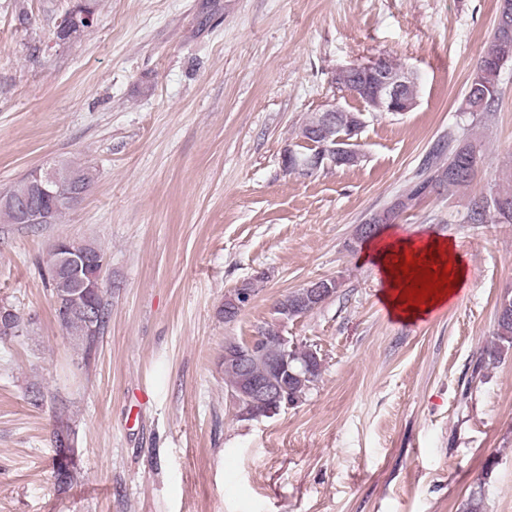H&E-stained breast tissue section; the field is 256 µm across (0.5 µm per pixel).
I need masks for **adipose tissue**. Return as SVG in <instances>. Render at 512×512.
Here are the masks:
<instances>
[{
	"mask_svg": "<svg viewBox=\"0 0 512 512\" xmlns=\"http://www.w3.org/2000/svg\"><path fill=\"white\" fill-rule=\"evenodd\" d=\"M420 250L436 256L437 262L433 271L445 274L446 282L435 293L418 301L412 295V284L400 274L394 259L398 256L414 258ZM369 254L378 264L385 284L383 301L391 315L398 320L414 321L425 317L444 306L466 281V266L457 255L453 243L447 240L416 241L391 235L374 243Z\"/></svg>",
	"mask_w": 512,
	"mask_h": 512,
	"instance_id": "ef3b65f1",
	"label": "adipose tissue"
}]
</instances>
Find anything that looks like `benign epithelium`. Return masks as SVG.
<instances>
[{
    "mask_svg": "<svg viewBox=\"0 0 512 512\" xmlns=\"http://www.w3.org/2000/svg\"><path fill=\"white\" fill-rule=\"evenodd\" d=\"M354 73L360 75L363 83L353 85L348 82V77ZM331 81L336 87L356 98L373 91L383 94L394 105L397 112H409L417 105V99L406 98L402 95L403 86L413 81V78L403 70L397 73L387 71L384 67V61L381 59L369 65H352L339 68L332 73ZM363 125V117H356L350 136L343 137V140L336 147L304 162L296 159L294 150H288L283 157L284 168L291 173L309 176L328 164H352L360 160L361 154L356 149V137ZM49 262L55 268L59 266L67 268L82 288L102 287L101 278L90 272V267L100 264V261L92 257L74 250L64 252L57 245L50 251ZM322 282L323 287L321 288L312 287L310 281L304 284V287L311 289L312 299L319 300L321 304L336 293L335 279L324 278ZM251 299L252 295L249 289L241 287L235 289L224 300V318L228 319L234 313L241 314L244 308L249 305ZM278 341L283 348V355L271 362V368L278 379L255 380L249 376L244 377L239 385L228 389L232 404L260 400L269 405L268 413L273 414L281 411L288 374L291 373L288 358L289 349L293 348L294 341L283 333L278 336ZM260 355H262V348L254 340L249 342L244 349L233 347L228 340L224 342V361L226 362H234L245 368L255 357Z\"/></svg>",
    "mask_w": 512,
    "mask_h": 512,
    "instance_id": "7a95c632",
    "label": "benign epithelium"
}]
</instances>
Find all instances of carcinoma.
Wrapping results in <instances>:
<instances>
[{
	"label": "carcinoma",
	"mask_w": 512,
	"mask_h": 512,
	"mask_svg": "<svg viewBox=\"0 0 512 512\" xmlns=\"http://www.w3.org/2000/svg\"><path fill=\"white\" fill-rule=\"evenodd\" d=\"M92 20H83L78 25H68L56 28L55 36L58 41L70 43L79 40L85 31L91 27ZM512 62V35L504 36L499 29H494L492 40L484 55L480 58L471 83L474 91L470 98L480 102V112L493 111L497 105L499 90V74L507 63ZM353 122V113L335 112L329 122L322 121V113L312 115L303 125L301 131L315 135L312 142L320 145L334 146L336 138L344 133ZM448 153V158L432 164L421 172L417 182L406 194V199L413 202L424 196L434 187L459 188L469 185L475 175L478 161L481 157L482 143L473 136L454 139L448 142V150H439V153ZM57 187L62 190V197L49 195L34 196L30 190V176H25L12 189L0 197L13 201V204L0 203V219L6 224L17 223L14 205L26 206L34 209L54 211L53 220H58L63 213L73 208L71 201L73 193L78 191L86 193L95 181L94 170L85 165L74 163H60L57 168ZM492 210L494 216L512 221V192L498 191L481 200V205L473 210L472 220L478 224L486 220L487 210ZM47 281L50 287V297L60 298L71 304L78 311L87 304L94 305L99 312V325L97 333L89 334L85 331L80 317H57L60 327L66 335L81 348L84 360H89L96 353L100 339L103 338L109 321V300L107 290L85 289L78 286L76 279L69 275H55L47 271ZM3 330L0 339L17 337L29 325L21 314L10 309L6 320L0 322ZM260 342L265 354L269 358L280 355L281 347L277 342L278 330L274 328L259 329ZM512 348V297L504 298L496 311L494 331L490 344L486 346L477 357L473 373L480 374L483 369L501 360L505 350ZM289 357L292 365L299 369L298 376L288 379L286 395L288 402L296 405L302 401L310 390L313 379L306 376L302 369L311 360V350L306 346H298L291 351ZM56 458L54 465V479L57 487L65 490L77 482L79 471L76 463L75 445L77 444V431L69 421L61 418L56 420L52 431Z\"/></svg>",
	"instance_id": "obj_1"
}]
</instances>
